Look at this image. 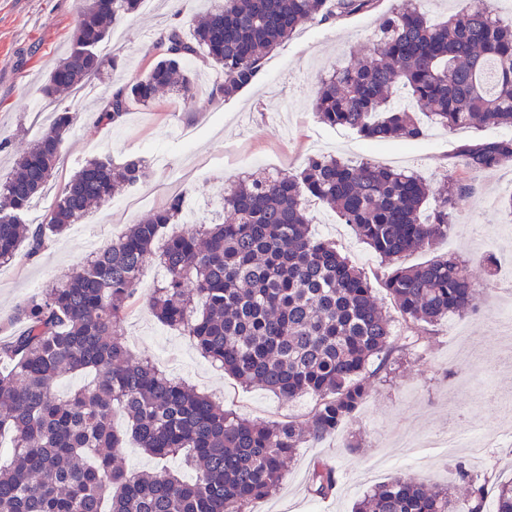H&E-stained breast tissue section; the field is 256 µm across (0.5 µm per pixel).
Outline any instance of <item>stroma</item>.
I'll list each match as a JSON object with an SVG mask.
<instances>
[{"instance_id": "1", "label": "stroma", "mask_w": 512, "mask_h": 512, "mask_svg": "<svg viewBox=\"0 0 512 512\" xmlns=\"http://www.w3.org/2000/svg\"><path fill=\"white\" fill-rule=\"evenodd\" d=\"M218 0H146L142 10L114 27L112 45L127 62L112 74L120 84L143 73L146 50L156 33L178 20H190ZM402 0H379L375 11L355 14L336 23L311 24L271 52L259 80L229 101L197 95L192 109L163 95L151 108H141L117 126L97 121L93 96L82 99L56 173L40 201L49 206L73 172L93 158V147L111 140L115 162L144 157L148 180L135 189L116 192L112 200L87 214L86 230L55 238L39 254L19 252L0 266V315L51 287L62 274L89 258V245H105L126 225L138 222L177 194H192L211 221L220 209L217 195L249 173L263 169L292 171L311 154L342 157L351 163L374 162L410 168L431 182L445 180L458 148L468 142L507 135L504 127L446 130L427 125L422 139L404 146L398 141L366 144L343 127L320 123L312 98L322 75L351 53H364L374 40L382 14ZM79 0H0V181L9 177L15 154L29 148L56 105L41 86L46 69L70 47L78 19ZM474 189L451 210L452 229L433 248L407 254L403 265L420 264L453 253L464 260L476 280L495 274L499 287L483 289L477 309L440 321L423 337L405 328L384 288L375 298L392 320L396 345L388 371L375 382L370 398L336 435L304 443L287 465L285 477L271 496L254 500L250 512H351L372 484L402 470L397 461L401 434L421 440L439 435L456 408L466 421L494 430L512 423V364L492 367L503 339L491 320L499 303H512V213L503 206L512 194V168L487 170L474 178ZM311 229L333 242L337 250L375 282L385 270L380 256L363 244L355 228L340 223L320 205L309 207ZM493 267H486V257ZM163 277L155 262L140 274V290L123 325L124 339L134 356L151 360L170 378L195 387L223 404L225 411L256 423L306 422L315 400L281 398L246 386L205 359L193 340L158 322L145 300ZM358 448H348V441ZM424 462L411 469L417 481L450 487L465 495L467 487L455 473L458 462L489 476L491 484L512 480V447L492 448L481 457L458 448L448 455L424 451ZM335 466L338 484L329 498H313L308 480L315 461Z\"/></svg>"}]
</instances>
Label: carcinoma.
<instances>
[{
    "label": "carcinoma",
    "mask_w": 512,
    "mask_h": 512,
    "mask_svg": "<svg viewBox=\"0 0 512 512\" xmlns=\"http://www.w3.org/2000/svg\"><path fill=\"white\" fill-rule=\"evenodd\" d=\"M143 0H80L69 53L47 74L42 93L59 98L87 88L106 69L122 66L101 54L112 25ZM481 0L435 23L418 7L395 8L363 56L351 55L321 78L312 102L323 124L362 139L411 143L424 135L416 104L448 129L512 128V19ZM378 0H222L189 31L160 30L153 62L140 77L103 90L98 121L122 123L137 106L168 93L191 107L197 89L187 63L221 68L209 91L228 101L257 79L263 58L302 26L340 21ZM77 110L53 113L13 173L0 183V265L26 247L34 254L65 233L119 187L148 177L144 158L115 163L96 157L74 172L41 223L24 219L53 177ZM512 165V136L465 144L443 186L397 167L332 155L309 157L295 173L259 171L227 187L225 218L198 224L153 246L169 224H183L184 198L136 224L56 285L19 303L0 336V437H12L0 457V512H245L280 486L286 462L306 441L331 437L371 396L378 359L394 353L391 319L375 302L367 278L328 241L314 237L312 201L332 209L391 267L382 287L416 336L460 313L480 295L461 261L439 257L403 267L399 260L448 235L450 209L472 177ZM157 258L165 278L146 304L164 325L193 337L201 354L246 385L289 400L311 394L307 428L293 421H246L193 387L136 359L120 328L138 292L141 267ZM87 382L66 394L65 374ZM124 433L112 425L115 412ZM159 459L183 458L195 472L184 482L167 467L135 472L115 463L126 437ZM467 495L427 489L407 473L373 486L355 512H483L488 477L456 465ZM335 467L314 463L309 492L336 489ZM495 512H512V481L497 486Z\"/></svg>",
    "instance_id": "obj_1"
}]
</instances>
